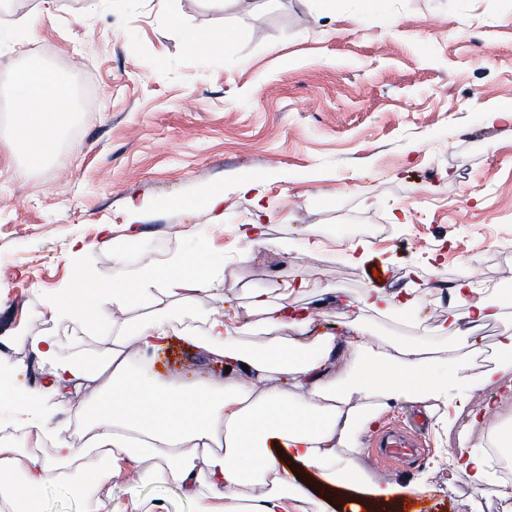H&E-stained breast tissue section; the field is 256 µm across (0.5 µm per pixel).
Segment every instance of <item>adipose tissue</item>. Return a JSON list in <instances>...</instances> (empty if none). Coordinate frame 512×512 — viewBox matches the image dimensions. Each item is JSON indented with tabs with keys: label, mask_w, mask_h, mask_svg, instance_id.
Instances as JSON below:
<instances>
[{
	"label": "adipose tissue",
	"mask_w": 512,
	"mask_h": 512,
	"mask_svg": "<svg viewBox=\"0 0 512 512\" xmlns=\"http://www.w3.org/2000/svg\"><path fill=\"white\" fill-rule=\"evenodd\" d=\"M13 90L24 109L9 130L10 138L31 164H40L55 150L57 133L70 112V93L40 67L18 72ZM157 283L163 296L175 302L189 292L213 290L216 280L206 264L186 259L166 267L146 264L138 278L118 284L94 283L79 273L69 304L117 311L126 301L153 297ZM291 288V281H282L275 301L264 292L250 295L249 306L262 313L268 336L263 350L241 345L235 311L211 314L204 334L186 329V342L223 359L232 373L229 379L164 382L151 355L169 339V318L156 310L124 322L108 363L82 372L60 366L52 390L66 388L76 378L94 389L89 401L69 411L77 425L88 427L90 444L78 448L61 442L44 459L0 444V471L21 475L4 495L11 512H39L44 487L67 482L75 472L82 478L80 492L89 512H128L120 503L104 507L95 493L107 476L131 469L149 481L175 483L184 498L202 501V512H326L322 499L280 467L274 454L278 448L314 470L324 489L348 481L374 496L386 495V488L360 478L354 457L339 454V447H355L390 400L419 396L445 402L452 423L467 409L449 402L448 384L430 373L431 350L423 342H405L390 353L382 342L347 339L360 366L350 381L329 379L336 339L312 335L310 313L287 304ZM449 295L445 318L463 345L476 349L478 329L501 314L473 289L453 288ZM285 325L296 327L297 335H280ZM276 374L290 377V388L271 385ZM355 393L366 399V406L351 405ZM159 455L166 458V468L149 467V460ZM200 458L207 464L203 474L196 469Z\"/></svg>",
	"instance_id": "adipose-tissue-1"
}]
</instances>
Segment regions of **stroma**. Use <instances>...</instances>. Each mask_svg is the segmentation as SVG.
Here are the masks:
<instances>
[{"label":"stroma","instance_id":"1","mask_svg":"<svg viewBox=\"0 0 512 512\" xmlns=\"http://www.w3.org/2000/svg\"><path fill=\"white\" fill-rule=\"evenodd\" d=\"M227 26L250 39L213 58L190 48L191 31ZM33 60L84 93L55 154L36 166L7 136L21 108L13 76ZM507 102L512 0H388L385 14L363 18L356 0H337L328 15L318 0H258L251 10L233 0H0V349L12 385L37 389L59 366L111 360L119 324L106 314L84 328L63 314L65 292L74 271L134 278L146 257L202 261L219 274L214 292L135 300L123 314L158 306L170 315L154 368L171 382L225 375L223 362L182 340L184 327L205 330L226 308L259 323L249 291L293 276L308 283L296 301L313 310L314 334L427 340L441 348L430 371L458 373L444 352L453 339L440 329L438 283H468L512 319V123L482 121ZM245 174L264 184L263 199L238 191ZM209 189L226 197L220 218L169 205ZM132 199L144 208L129 241ZM257 217L274 247L230 239ZM309 238L322 248H305ZM334 238L357 251L334 248ZM377 261L388 289L417 285L416 303L351 319L345 304L369 289L365 271ZM35 333L55 342L54 358L33 357ZM413 408L427 419L420 453L388 466L360 444L363 475L426 491L424 512H495L451 479L459 432L442 428L432 402H389L372 430ZM98 495L200 510L176 484L135 473L106 480Z\"/></svg>","mask_w":512,"mask_h":512}]
</instances>
